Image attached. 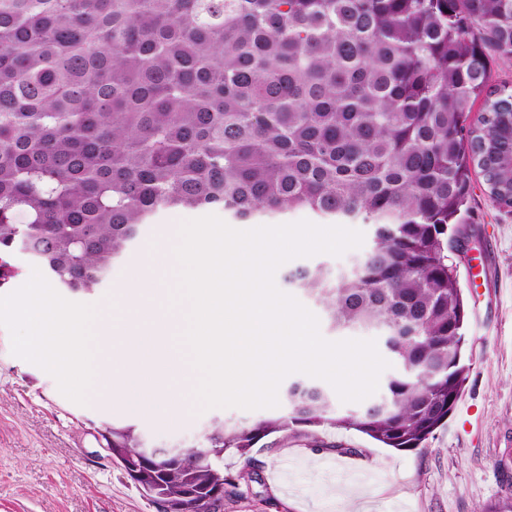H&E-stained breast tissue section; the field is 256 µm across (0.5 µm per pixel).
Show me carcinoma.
Here are the masks:
<instances>
[{
	"mask_svg": "<svg viewBox=\"0 0 512 512\" xmlns=\"http://www.w3.org/2000/svg\"><path fill=\"white\" fill-rule=\"evenodd\" d=\"M490 47L512 58V0H0V288L21 248L90 291L165 208L240 221L301 208L374 228L352 275L285 281L338 330L391 332L390 411L337 416L297 380L284 413L142 464L135 428L104 425L103 447L161 512L216 507L224 453L249 468L273 434L330 425L412 451L447 422L469 373L448 249L472 170L512 207V93L469 122Z\"/></svg>",
	"mask_w": 512,
	"mask_h": 512,
	"instance_id": "obj_1",
	"label": "carcinoma"
}]
</instances>
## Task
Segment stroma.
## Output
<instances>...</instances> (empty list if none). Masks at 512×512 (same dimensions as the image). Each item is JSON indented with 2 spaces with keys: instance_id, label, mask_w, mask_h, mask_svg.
<instances>
[{
  "instance_id": "1",
  "label": "stroma",
  "mask_w": 512,
  "mask_h": 512,
  "mask_svg": "<svg viewBox=\"0 0 512 512\" xmlns=\"http://www.w3.org/2000/svg\"><path fill=\"white\" fill-rule=\"evenodd\" d=\"M469 206L458 249L449 255L467 308L469 375L446 424L415 451L383 448L358 431L330 426L313 439L289 435L278 447L256 449L254 482L224 512H481L512 498V209L492 200L477 172ZM198 216L189 209L158 212L111 275L74 301L106 310L133 262L148 252L168 254L180 222ZM270 414L202 411L192 399L172 423L118 402L79 405L52 375L12 354L0 327V512H158L103 448L97 427L129 424L151 444L188 447L214 419L250 423ZM335 446L354 455V470L330 466Z\"/></svg>"
}]
</instances>
